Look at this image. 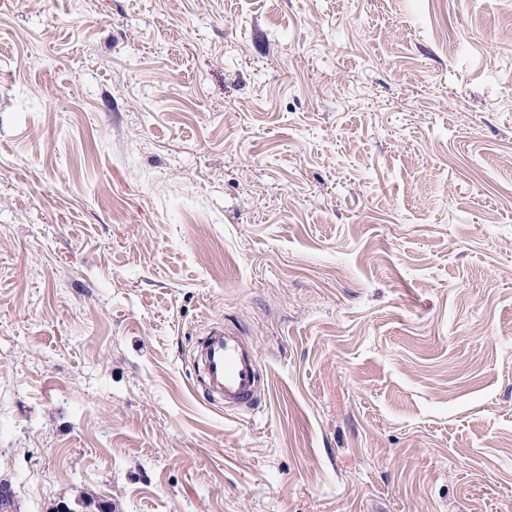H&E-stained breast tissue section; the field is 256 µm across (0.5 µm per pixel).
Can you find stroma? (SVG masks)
<instances>
[{
  "label": "stroma",
  "mask_w": 512,
  "mask_h": 512,
  "mask_svg": "<svg viewBox=\"0 0 512 512\" xmlns=\"http://www.w3.org/2000/svg\"><path fill=\"white\" fill-rule=\"evenodd\" d=\"M1 483L512 512V0H0ZM203 336L196 360L208 395L228 409L256 405L266 383L254 345L219 320L210 322Z\"/></svg>",
  "instance_id": "35a3bbf8"
}]
</instances>
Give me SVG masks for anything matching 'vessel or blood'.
Here are the masks:
<instances>
[{
    "label": "vessel or blood",
    "instance_id": "obj_1",
    "mask_svg": "<svg viewBox=\"0 0 512 512\" xmlns=\"http://www.w3.org/2000/svg\"><path fill=\"white\" fill-rule=\"evenodd\" d=\"M196 360L208 395L223 401L225 408L252 407L266 390L254 345L222 321L207 325Z\"/></svg>",
    "mask_w": 512,
    "mask_h": 512
}]
</instances>
